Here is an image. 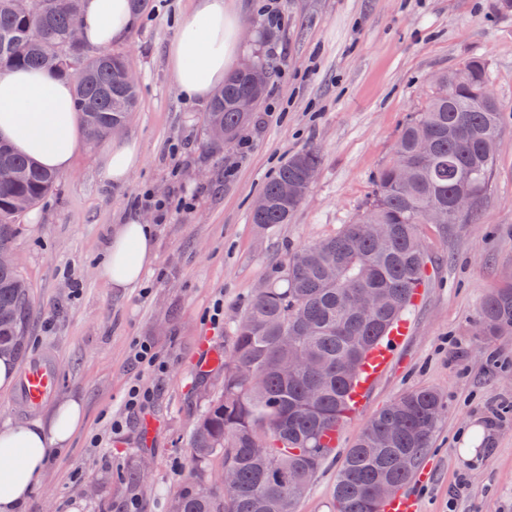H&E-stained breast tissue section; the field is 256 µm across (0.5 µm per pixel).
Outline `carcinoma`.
I'll list each match as a JSON object with an SVG mask.
<instances>
[{
    "mask_svg": "<svg viewBox=\"0 0 512 512\" xmlns=\"http://www.w3.org/2000/svg\"><path fill=\"white\" fill-rule=\"evenodd\" d=\"M80 0H44L33 13L27 0H0V71L45 69L73 80L78 112L92 138L118 132L137 107L138 87L125 83L124 56L85 54L70 32L79 26ZM263 81L235 70L224 79L206 113V124L224 126L233 141L251 117L235 109L244 94L262 100L273 63H257ZM487 66L470 59L442 74L425 105L410 114L392 158L374 178L365 211L332 237L291 252L277 278L257 290L234 326L231 354L221 369L218 395L207 400L190 436L194 464L237 471V488L220 498L212 480H197L171 499L169 512H293L312 477L331 458L325 436L345 424L348 394L367 355L407 311L413 290L426 278L428 260L419 225L442 210L446 225L474 218L491 191L502 132L501 105L485 100ZM321 155L306 150L288 157L265 184L266 210L251 212L260 229L286 224L304 197L286 199L282 183L304 182L320 169ZM0 248L10 247L16 219L55 187L59 174L0 142ZM467 192L472 207L460 214L455 196ZM28 287L13 267H0V356L26 351ZM485 336L512 333V283L483 302ZM309 358L288 376L278 363ZM444 417L439 394L403 393L364 427L338 469L335 512H379L378 487L404 484L430 446ZM266 438L267 454H252V440Z\"/></svg>",
    "mask_w": 512,
    "mask_h": 512,
    "instance_id": "obj_1",
    "label": "carcinoma"
}]
</instances>
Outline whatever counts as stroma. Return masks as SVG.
<instances>
[{
	"mask_svg": "<svg viewBox=\"0 0 512 512\" xmlns=\"http://www.w3.org/2000/svg\"><path fill=\"white\" fill-rule=\"evenodd\" d=\"M265 2L230 3L251 34L244 55L275 65L238 141L211 145L208 102L184 99L167 65L193 0H150L112 47L137 76L139 105L121 134L139 141L143 165L126 185H110L104 140L84 139L70 170L16 224L12 249L30 295L25 355L51 351L62 374L58 398L79 396L87 409L86 430L49 462L26 512H168L197 473L189 441L208 400L202 347L229 354L234 323L288 254L362 213L433 79L472 58L486 62L489 88L503 106L491 192L469 223L448 231L420 225L431 262L425 295L407 315L410 333L294 512H334L348 448L375 413L418 388L436 391L445 407L417 470L422 512H512V335L478 328L484 299L512 281V9L501 0H278L283 21L276 26L262 13ZM244 140L250 150L243 156ZM305 150L322 156L311 191L288 223L258 229L250 222L254 199L289 156ZM145 189L194 196L195 207L158 222L138 202ZM131 212L151 223L156 258L143 287L118 294L99 278L97 262ZM217 302L223 313L215 323ZM142 342L165 358L166 374L136 364ZM137 377L155 391L144 415L124 407ZM471 420L489 440L468 459L456 439Z\"/></svg>",
	"mask_w": 512,
	"mask_h": 512,
	"instance_id": "stroma-1",
	"label": "stroma"
}]
</instances>
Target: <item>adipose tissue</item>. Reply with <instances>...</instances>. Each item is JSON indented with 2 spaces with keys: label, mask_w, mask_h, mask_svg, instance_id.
<instances>
[{
  "label": "adipose tissue",
  "mask_w": 512,
  "mask_h": 512,
  "mask_svg": "<svg viewBox=\"0 0 512 512\" xmlns=\"http://www.w3.org/2000/svg\"><path fill=\"white\" fill-rule=\"evenodd\" d=\"M135 24L129 0H83L80 32L90 47L103 49L124 39ZM240 37L225 0H197L180 22L167 60L175 85L189 100H205L224 85ZM82 120L71 81L48 71H10L0 75V139L58 173L69 171ZM142 160L136 140L112 142L104 164L106 178L126 183ZM155 259L151 225L128 218L118 225L98 261V275L110 287L141 285ZM82 401L69 396L49 417L30 423L0 424V512H23L42 482L48 460L83 432Z\"/></svg>",
  "instance_id": "1"
}]
</instances>
